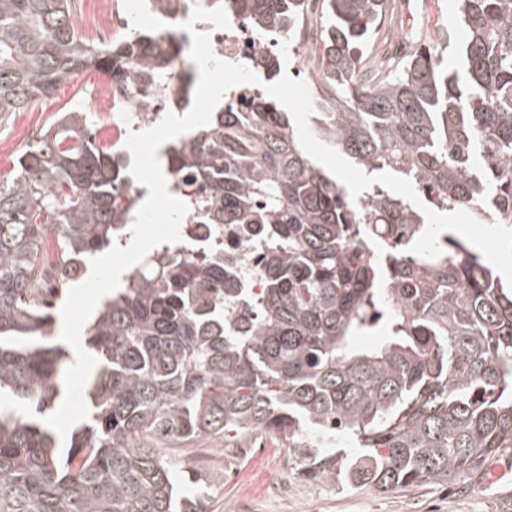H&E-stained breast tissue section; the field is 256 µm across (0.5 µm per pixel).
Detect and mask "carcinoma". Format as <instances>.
<instances>
[{
    "mask_svg": "<svg viewBox=\"0 0 512 512\" xmlns=\"http://www.w3.org/2000/svg\"><path fill=\"white\" fill-rule=\"evenodd\" d=\"M313 1L317 137L368 175L409 179L436 211L512 227V0H458L461 67L428 45L386 75L353 53L386 0H232L231 16L276 33ZM181 52L152 31L99 46L72 0H0V119L91 67L159 86ZM250 65L278 75L262 51ZM240 98L168 146V165L203 185L189 205L205 223L265 241L263 288L243 287L227 245L155 249L86 329L90 413L66 450L38 419L69 359L52 309L131 222L127 164L72 109L0 179V512H206L222 477L161 452L202 435L278 433L304 477L385 493L512 455V289L452 232L436 259L404 249L418 209L378 183L353 204L288 113ZM387 225L392 275L370 251Z\"/></svg>",
    "mask_w": 512,
    "mask_h": 512,
    "instance_id": "cac0c4a2",
    "label": "carcinoma"
}]
</instances>
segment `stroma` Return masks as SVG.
<instances>
[{
  "label": "stroma",
  "instance_id": "stroma-1",
  "mask_svg": "<svg viewBox=\"0 0 512 512\" xmlns=\"http://www.w3.org/2000/svg\"><path fill=\"white\" fill-rule=\"evenodd\" d=\"M390 2L394 9H406L413 15L416 40L445 46L449 62H456L455 42L462 36L454 19L457 0ZM102 77L100 71H85L60 83L38 110L15 112L0 121V176L10 175L35 132L57 112L69 108L87 112L98 142L124 152V144L112 141L111 117L90 111L87 104L86 85ZM282 443L278 434L232 433L225 438H198L176 454L199 471L224 474V483L210 492V512H237L241 502L249 503L253 512H512V478L492 482L485 469L451 485L381 493L370 487L334 486L301 476Z\"/></svg>",
  "mask_w": 512,
  "mask_h": 512
}]
</instances>
